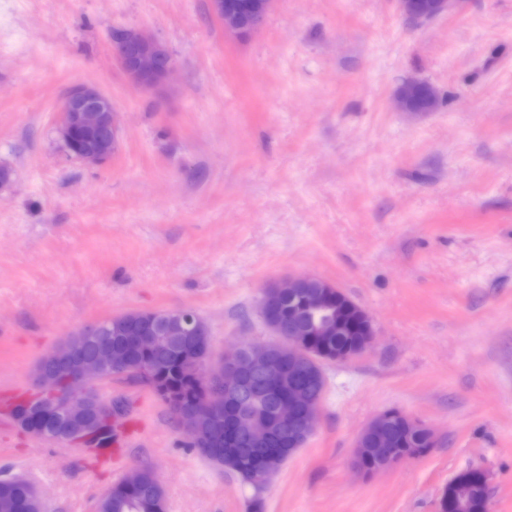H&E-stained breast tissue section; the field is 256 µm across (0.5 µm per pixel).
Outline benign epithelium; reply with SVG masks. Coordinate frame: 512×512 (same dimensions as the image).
Wrapping results in <instances>:
<instances>
[{
	"mask_svg": "<svg viewBox=\"0 0 512 512\" xmlns=\"http://www.w3.org/2000/svg\"><path fill=\"white\" fill-rule=\"evenodd\" d=\"M402 16L413 23H421L448 12L457 0H397ZM274 0H211L213 14L223 23L224 34L237 40L252 36L273 7ZM113 54L132 83L143 90L151 91L166 84L173 72V58L168 49L150 33L138 28H126L112 34ZM56 133L66 154L89 167L105 164L114 153L118 143V125L112 100L93 85H79L73 88L59 109ZM304 288L302 308L322 310L328 297L344 301L357 311L363 324L361 335L365 339L355 348L336 353L329 360L315 356L323 365L329 361L347 362L369 349L376 336L368 313L356 306L339 288L314 276H294L276 282L264 289L260 301V313L267 311L270 295L292 299L296 289ZM266 322L276 342L290 356L308 352L309 344L303 337L324 334V329H304L297 323L268 318ZM204 320L193 312L173 310L161 312V322L151 333L135 337L141 348L157 351L173 336H187L203 332ZM56 367L54 379L43 375L35 377L42 392V399H35L16 408L14 422L29 436L50 441L60 447L70 448L84 437L95 436L113 424V417L119 415L112 400L104 399L95 392L93 383L110 380L114 376L135 373L149 381L153 380V361H144L136 369L112 349L101 348L87 354L78 343L65 340L49 352ZM268 363L267 349L256 343L247 348L224 350L222 359L210 352H195L189 356L188 367L200 371L208 369V376L202 381L200 398L193 405L186 406L177 397L166 395V405L180 426L198 442L199 411L202 409L218 412L229 407L243 393L242 367H263ZM320 403L307 402L296 392H288V398L277 402L269 414L252 410H238L233 415L237 430L257 441L264 438L276 423L288 421V417H300V433L297 447L301 448L313 434L318 420ZM396 414L404 418L415 430L427 435L431 444L436 436L431 428L396 410H388L364 428L369 431L386 417ZM361 441H356L351 460L352 468L360 475L369 477L380 471L391 469L408 458H419L416 452L395 456L387 455L385 461L372 470H366L360 462Z\"/></svg>",
	"mask_w": 512,
	"mask_h": 512,
	"instance_id": "1",
	"label": "benign epithelium"
}]
</instances>
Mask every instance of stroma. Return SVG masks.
<instances>
[{
    "instance_id": "obj_1",
    "label": "stroma",
    "mask_w": 512,
    "mask_h": 512,
    "mask_svg": "<svg viewBox=\"0 0 512 512\" xmlns=\"http://www.w3.org/2000/svg\"><path fill=\"white\" fill-rule=\"evenodd\" d=\"M123 28L170 51L168 87L130 85L111 53ZM409 78L445 103L398 111ZM79 84L119 114L100 167L57 138ZM302 274L365 309L377 339L324 365L318 427L262 492L115 378L100 395L144 429L108 470L0 413V470L31 481L43 512H95L141 466L165 512H437L475 468L490 512H512V0H458L418 25L396 0H275L246 41L210 0H0L1 390L33 391L40 357L132 310H192L218 353L268 340L261 290ZM391 408L437 445L356 478L357 437Z\"/></svg>"
}]
</instances>
